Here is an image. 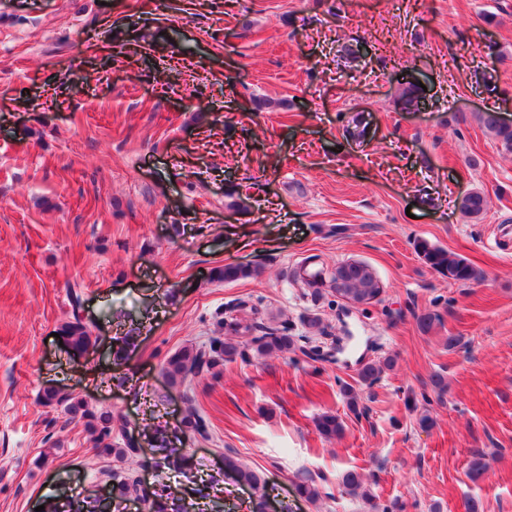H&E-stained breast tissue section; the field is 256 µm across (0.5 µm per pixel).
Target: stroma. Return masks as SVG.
Returning a JSON list of instances; mask_svg holds the SVG:
<instances>
[{
	"mask_svg": "<svg viewBox=\"0 0 512 512\" xmlns=\"http://www.w3.org/2000/svg\"><path fill=\"white\" fill-rule=\"evenodd\" d=\"M410 81L427 88L416 112L397 103ZM486 109L512 119V0H0V512H110L113 463L40 403L47 386L155 417L168 447L221 479L191 494L203 512L252 510L256 492L224 476L228 451L265 473L269 512H512V154ZM356 115L361 139L345 131ZM471 189L487 197L477 223L457 207ZM420 238L484 281L427 267ZM313 256L370 264L380 301H311L293 274ZM224 264L262 272L214 280ZM72 285L97 339L81 356L55 336ZM240 301L293 326L319 315L344 350L169 387L166 358ZM424 311L443 315L427 335ZM121 323L134 346L117 367L98 353ZM387 355L354 417L339 379ZM437 372L447 393L420 402ZM190 406L209 439L180 434ZM326 412L344 425L330 441L315 427ZM350 469L371 503L338 487ZM307 479L312 502L295 492ZM503 119L496 111H486L480 115V122L486 131L493 136L502 149L512 153V124Z\"/></svg>",
	"mask_w": 512,
	"mask_h": 512,
	"instance_id": "stroma-1",
	"label": "stroma"
}]
</instances>
